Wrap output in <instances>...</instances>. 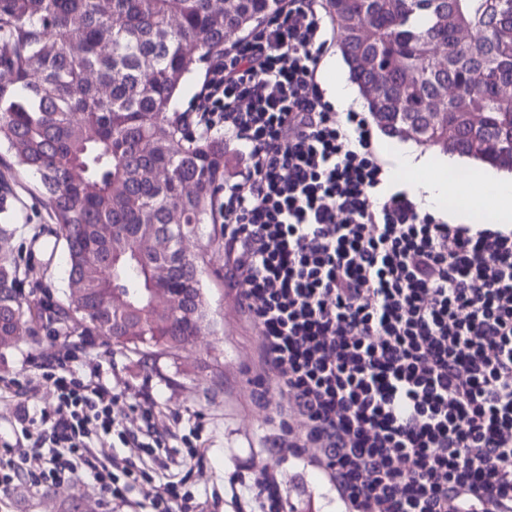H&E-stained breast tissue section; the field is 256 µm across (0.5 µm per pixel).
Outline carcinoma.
<instances>
[{
	"label": "carcinoma",
	"mask_w": 512,
	"mask_h": 512,
	"mask_svg": "<svg viewBox=\"0 0 512 512\" xmlns=\"http://www.w3.org/2000/svg\"><path fill=\"white\" fill-rule=\"evenodd\" d=\"M281 0H0V143L67 250L60 307L156 367L208 334L202 275L221 251L224 137L177 105L200 63ZM374 126L512 174V17L500 0H324ZM0 225V351L31 336ZM179 264L164 279L159 270Z\"/></svg>",
	"instance_id": "obj_1"
}]
</instances>
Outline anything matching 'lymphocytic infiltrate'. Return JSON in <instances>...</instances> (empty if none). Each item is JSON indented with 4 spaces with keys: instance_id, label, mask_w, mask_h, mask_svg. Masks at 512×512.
Listing matches in <instances>:
<instances>
[{
    "instance_id": "1",
    "label": "lymphocytic infiltrate",
    "mask_w": 512,
    "mask_h": 512,
    "mask_svg": "<svg viewBox=\"0 0 512 512\" xmlns=\"http://www.w3.org/2000/svg\"><path fill=\"white\" fill-rule=\"evenodd\" d=\"M333 32L320 0H285L251 41L214 58L186 115L238 160L224 178V283L258 335L276 450L327 471L345 512H512V231L446 224L390 185L360 112H338L316 82ZM56 408L19 407L31 449L0 447V494L14 469L34 485L82 478L116 508L139 480L101 448L164 447L128 429L100 373L46 361ZM150 512H196L180 465H163Z\"/></svg>"
}]
</instances>
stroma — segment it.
<instances>
[{
    "mask_svg": "<svg viewBox=\"0 0 512 512\" xmlns=\"http://www.w3.org/2000/svg\"><path fill=\"white\" fill-rule=\"evenodd\" d=\"M10 186L12 195L0 212V224L11 226L9 246L21 267L30 271L20 285V298L34 316L35 336L0 354V379L11 384L0 395V438L17 439L11 427L17 403L55 406L53 387L33 393L27 380L35 365L76 346V369L99 364L119 378L123 395L116 410L127 427H137L142 411L151 410L155 430L184 460L185 488L201 502L203 512H249L247 501L235 498L234 488L241 479L253 477L258 463L266 459L268 430L251 403L260 374L257 338L225 292L223 257H216L203 275L211 319L205 345L181 359L164 357L156 368H143L130 351L104 339L85 348L82 330L60 332L55 312L67 287L64 243L48 216L37 177L20 170ZM282 469L290 501L311 499L318 512H339L336 497L318 470L292 461Z\"/></svg>",
    "mask_w": 512,
    "mask_h": 512,
    "instance_id": "35a3bbf8",
    "label": "stroma"
}]
</instances>
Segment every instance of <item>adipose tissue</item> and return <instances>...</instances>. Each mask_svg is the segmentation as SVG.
I'll return each instance as SVG.
<instances>
[{
	"label": "adipose tissue",
	"mask_w": 512,
	"mask_h": 512,
	"mask_svg": "<svg viewBox=\"0 0 512 512\" xmlns=\"http://www.w3.org/2000/svg\"><path fill=\"white\" fill-rule=\"evenodd\" d=\"M396 169L404 174L417 173L416 188L428 211L457 200L463 213L495 224L512 223V177L495 176L491 169L483 167L461 181L456 177L459 166L454 157L435 159L408 148L398 154Z\"/></svg>",
	"instance_id": "obj_1"
}]
</instances>
